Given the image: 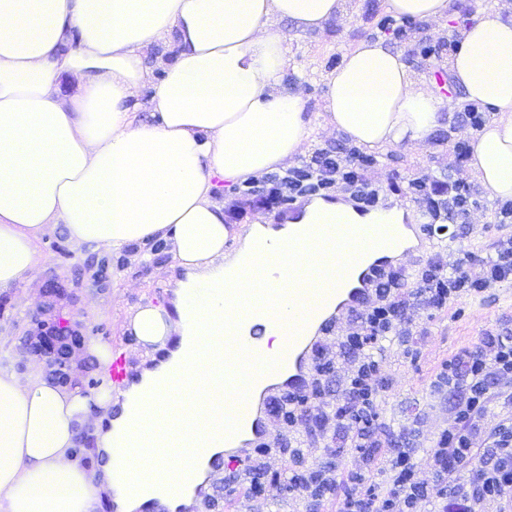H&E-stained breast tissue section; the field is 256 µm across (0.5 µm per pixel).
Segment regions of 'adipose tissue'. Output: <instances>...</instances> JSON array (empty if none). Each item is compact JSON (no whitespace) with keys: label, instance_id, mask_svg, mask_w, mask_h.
<instances>
[{"label":"adipose tissue","instance_id":"adipose-tissue-1","mask_svg":"<svg viewBox=\"0 0 512 512\" xmlns=\"http://www.w3.org/2000/svg\"><path fill=\"white\" fill-rule=\"evenodd\" d=\"M385 11L449 25L453 0H383ZM344 0H0V292L28 281L35 241L60 224L76 244L118 251L151 240L171 243L176 268L172 310L150 304L127 330L146 347L170 345L165 361L143 370L123 392L97 397L108 425L95 429L92 464L73 449L89 421L78 389L41 372L28 381L0 372V512H142L158 499L187 512L194 491L225 450V295L254 299L255 274L273 290L253 364L251 386L277 379L293 306L280 286L303 264L302 288L319 277L321 237L311 225L367 224L360 259L386 243L379 220L399 226L406 213L359 215L316 199L281 228L225 221L214 179L243 184L304 154L311 132H338L369 150L429 147L459 102L491 107L471 135V168L489 201L512 199V16L489 9L459 31L448 60L459 98L419 80L385 39L359 42L325 78L321 112L304 115L300 91L285 84L289 35L284 23L323 31L343 16ZM175 42L178 54L148 101L150 51ZM77 79L76 93L60 88ZM233 253H225L228 242ZM188 412L191 426L153 438L168 454L162 482L135 486L131 452L157 402Z\"/></svg>","mask_w":512,"mask_h":512}]
</instances>
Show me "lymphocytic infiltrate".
<instances>
[{"instance_id":"f902f5d3","label":"lymphocytic infiltrate","mask_w":512,"mask_h":512,"mask_svg":"<svg viewBox=\"0 0 512 512\" xmlns=\"http://www.w3.org/2000/svg\"><path fill=\"white\" fill-rule=\"evenodd\" d=\"M471 148L456 146L453 174L444 180L422 177L410 189L428 225L446 226L466 218L470 187L461 178ZM375 160L357 147L318 149L281 172L247 183L228 205L229 216L248 208L278 207L299 197L338 189L365 207L376 206L382 187L368 175ZM512 281V236L499 238L493 251L480 255L458 248L436 254L414 275L393 269L380 273L369 304L338 328L335 347L320 344L312 355L309 385L300 393L283 392L268 405L279 422L275 437L292 458L290 492L311 502L337 500L338 512H421L435 501L436 512H512V415L494 427L484 423L492 402L512 406V330L486 332L473 346L459 347L441 362L432 390L456 396L450 420L427 454L433 481L418 477L415 449L399 443L380 423L377 400L389 384L381 373L385 343L408 340L421 309L442 310L451 302L474 298ZM306 428L311 436L358 453L354 468L338 475L309 469L291 433ZM382 482H375L376 473Z\"/></svg>"}]
</instances>
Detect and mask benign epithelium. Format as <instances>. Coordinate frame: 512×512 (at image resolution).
<instances>
[{"label":"benign epithelium","mask_w":512,"mask_h":512,"mask_svg":"<svg viewBox=\"0 0 512 512\" xmlns=\"http://www.w3.org/2000/svg\"><path fill=\"white\" fill-rule=\"evenodd\" d=\"M41 312L46 318L35 320V327L27 336L28 353L43 362L52 376L75 386L80 379L73 377L72 355L81 343V336L69 320L55 313L54 302L44 303Z\"/></svg>","instance_id":"7a95c632"}]
</instances>
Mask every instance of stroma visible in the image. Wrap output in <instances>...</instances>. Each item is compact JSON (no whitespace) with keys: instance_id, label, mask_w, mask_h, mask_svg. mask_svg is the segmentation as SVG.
<instances>
[{"instance_id":"obj_1","label":"stroma","mask_w":512,"mask_h":512,"mask_svg":"<svg viewBox=\"0 0 512 512\" xmlns=\"http://www.w3.org/2000/svg\"><path fill=\"white\" fill-rule=\"evenodd\" d=\"M346 6L348 18L336 19L323 32H289L286 83L301 90L307 112L320 111L326 92L323 77L340 63L345 52L361 40L381 36L404 53L438 95L455 96L448 74L446 31L435 30L433 24L422 21L405 36L389 35L381 27L386 15L383 0H346ZM425 43L435 48L426 57L421 54ZM462 127V122L457 121L452 128H438L429 148L424 150L401 146L377 154L371 177L383 187L381 206L411 204L408 184L413 179L425 175L446 178L457 142L455 132ZM464 176L478 205L467 218L470 233L458 235L456 242L486 253L503 234L497 207L489 202L486 190L474 179L472 171H465ZM36 246L40 264L31 280L0 293V370L23 379L40 369V362L23 345L31 322L39 313L42 291L50 286L63 290L60 311L77 323L85 341H99L110 349L124 351L132 365L141 364L143 352L126 326L138 306L168 304L173 281L180 275L174 267L170 244L152 240L119 252H94L72 242L63 226L52 225ZM495 327L512 329V284L493 288L485 300L459 301L454 310L422 312L417 320L422 342L414 355L404 356L393 345L384 350L382 373L391 386L377 401L379 420L391 430L414 435L422 478L433 476L426 450L448 420L449 399L434 395L429 379L442 360L461 346L477 343L486 330ZM245 465L241 455L224 461L209 488L199 493L191 512H306L307 502L288 495L279 483L255 502L245 499L239 491L226 494L225 477L244 474Z\"/></svg>"}]
</instances>
